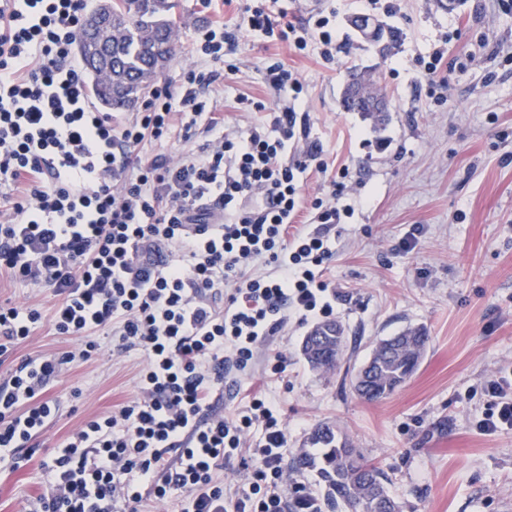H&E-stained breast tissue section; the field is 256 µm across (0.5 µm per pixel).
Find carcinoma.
I'll return each mask as SVG.
<instances>
[{"label":"carcinoma","mask_w":512,"mask_h":512,"mask_svg":"<svg viewBox=\"0 0 512 512\" xmlns=\"http://www.w3.org/2000/svg\"><path fill=\"white\" fill-rule=\"evenodd\" d=\"M112 14L115 40L104 50V61L112 68V88L93 81L98 102L120 112L144 97L160 76L168 57L166 46L175 36L176 20L172 0H104ZM429 336L420 328L408 329L384 340L375 351L366 379L355 383L367 400L391 395L417 369ZM347 336H326L307 345L304 353L315 369L339 368ZM309 444L321 446V457L304 449L294 458L296 470L314 471L323 490V503L314 512L344 504L348 512H402V505L389 496L387 476L369 461L349 439L339 437L328 426L316 428Z\"/></svg>","instance_id":"cac0c4a2"}]
</instances>
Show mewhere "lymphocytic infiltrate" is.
Returning a JSON list of instances; mask_svg holds the SVG:
<instances>
[{"label":"lymphocytic infiltrate","instance_id":"1","mask_svg":"<svg viewBox=\"0 0 512 512\" xmlns=\"http://www.w3.org/2000/svg\"><path fill=\"white\" fill-rule=\"evenodd\" d=\"M91 0H0V281L52 288L55 332L76 340L63 355L24 360L0 381V451L13 456L58 415L48 397L65 364L88 360L95 335L141 351L138 392L70 432L44 460L50 490L34 512H140L144 497H179V512H311L289 497L286 427L275 405L252 397L245 414H214L230 371L288 318L326 320L334 308L323 278L332 231L352 213L344 182L329 198L303 200L300 176L327 171L309 142V116L275 111L269 128L229 132L205 93L224 81L223 23L198 29L178 87L161 81L122 122L89 101L72 46ZM248 29L324 60L345 52L334 15L288 22L248 7ZM202 138L172 159L143 156L146 143ZM306 151L289 157L297 138ZM311 223H298L301 209ZM265 273H255L256 263ZM34 306L0 302V356L33 335ZM493 410L480 431L512 430V379L488 381ZM262 437L252 441L251 429ZM250 455L249 482L225 489L216 473Z\"/></svg>","mask_w":512,"mask_h":512}]
</instances>
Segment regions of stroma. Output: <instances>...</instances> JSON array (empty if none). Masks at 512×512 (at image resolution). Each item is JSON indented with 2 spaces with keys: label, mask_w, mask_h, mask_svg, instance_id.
<instances>
[{
  "label": "stroma",
  "mask_w": 512,
  "mask_h": 512,
  "mask_svg": "<svg viewBox=\"0 0 512 512\" xmlns=\"http://www.w3.org/2000/svg\"><path fill=\"white\" fill-rule=\"evenodd\" d=\"M178 18L174 53L161 77L179 86L195 65V31L215 14L201 0H173ZM395 11L371 9L369 0H282L290 21L335 12L347 52L324 61L316 45L305 51L244 31L247 0L224 6V25L238 32L224 61L234 67L213 94L227 130L269 123L281 101L264 81L275 60L303 83L298 103L309 115L308 139L323 149L329 173L309 169L306 198L328 197L332 171L355 208L336 228V254L323 278L336 292L334 318L347 336L340 369L311 368L301 354L309 324L288 320L261 343L242 376L243 388L273 400L287 427L284 466L289 485L317 493L314 473L293 459L315 427L329 423L348 436L387 475L403 512H512V430L495 434L476 423L488 408L485 381L512 377V0H393ZM372 15L398 29V42L379 55L349 24ZM445 47L446 84L428 95L420 62ZM374 81L387 111L344 112L350 70ZM262 102L241 108L238 97ZM417 246L401 249L415 225ZM0 300L37 306L44 321L0 361V379L20 362L72 349L49 315L51 289L0 284ZM424 328L429 345L421 363L388 398L361 399L353 383L380 340ZM88 361L66 364L49 389L59 415L38 436L22 466H0V512H25L44 493L43 459L85 419L111 411L137 392L141 352H118L98 336ZM285 372L273 369L277 356Z\"/></svg>",
  "instance_id": "35a3bbf8"
}]
</instances>
